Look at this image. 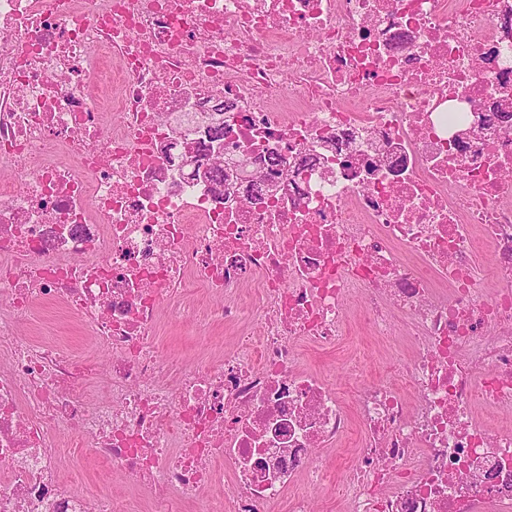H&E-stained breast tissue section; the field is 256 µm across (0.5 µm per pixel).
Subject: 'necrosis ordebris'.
<instances>
[{
	"mask_svg": "<svg viewBox=\"0 0 512 512\" xmlns=\"http://www.w3.org/2000/svg\"><path fill=\"white\" fill-rule=\"evenodd\" d=\"M505 108L512 0H0V512H512ZM164 310L235 341L187 365ZM356 329L411 355L347 399L300 349ZM21 330L34 340L60 341L72 351H82L81 324L72 317H66L57 310L45 311L36 321L24 320Z\"/></svg>",
	"mask_w": 512,
	"mask_h": 512,
	"instance_id": "1",
	"label": "necrosis or debris"
}]
</instances>
